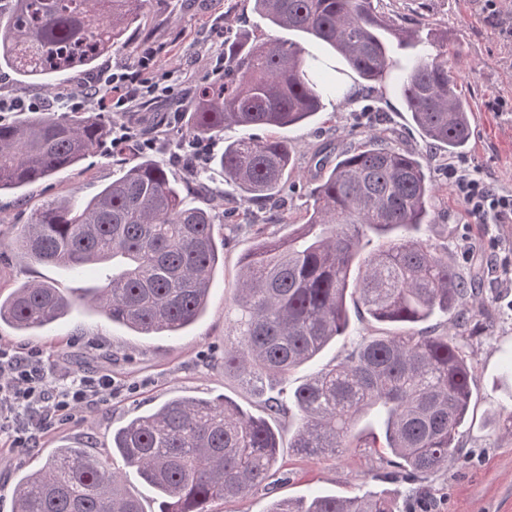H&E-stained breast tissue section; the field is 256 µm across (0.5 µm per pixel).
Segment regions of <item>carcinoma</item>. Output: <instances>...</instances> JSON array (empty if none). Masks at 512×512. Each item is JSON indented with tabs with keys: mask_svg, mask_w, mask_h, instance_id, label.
Returning <instances> with one entry per match:
<instances>
[{
	"mask_svg": "<svg viewBox=\"0 0 512 512\" xmlns=\"http://www.w3.org/2000/svg\"><path fill=\"white\" fill-rule=\"evenodd\" d=\"M148 0H0V66L35 81L64 80L123 42ZM273 27L303 38L224 41V72L189 94L188 141L242 135L196 177L236 187L245 200L288 189L292 151L276 129L304 123L347 80L396 79L424 141L465 151L469 102L448 71V33L394 25L374 0H253ZM414 55L404 65L393 46ZM256 129L272 134L258 137ZM110 136L95 112L40 109L0 123V191L21 189L96 153ZM197 188L169 179L145 155L93 197L44 205L8 243L17 256L74 271L109 270L90 300L100 317L139 336H180L206 312L219 257L211 214L190 207ZM433 185L426 158L367 136L336 156L310 191L302 223L277 237L257 230L224 305V370L258 388L284 383L347 335L349 306L380 323L449 317L445 336L402 332L362 337L331 368L293 392L267 398L269 415L296 410L291 447L306 458L377 448L397 459L392 476L417 479L459 459L475 376L456 340L475 314V280L413 232L428 223ZM357 277H351L352 269ZM72 297L27 282L0 298V323L30 336L67 315ZM109 462L84 448H56L11 491L12 512H144L123 487L134 469L159 494L158 512H214L282 472L277 434L225 398L176 397L112 431ZM270 512H397L374 493L315 491Z\"/></svg>",
	"mask_w": 512,
	"mask_h": 512,
	"instance_id": "obj_1",
	"label": "carcinoma"
}]
</instances>
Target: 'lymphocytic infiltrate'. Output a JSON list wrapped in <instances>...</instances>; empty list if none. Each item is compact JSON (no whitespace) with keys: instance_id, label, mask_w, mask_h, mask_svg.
<instances>
[{"instance_id":"obj_1","label":"lymphocytic infiltrate","mask_w":512,"mask_h":512,"mask_svg":"<svg viewBox=\"0 0 512 512\" xmlns=\"http://www.w3.org/2000/svg\"><path fill=\"white\" fill-rule=\"evenodd\" d=\"M157 56V49H148L139 55L136 68H106L94 79L91 89L59 93L51 103L60 109L79 110L94 100L101 109L124 112L141 97L169 94V85L150 78ZM448 178L459 200L479 223L512 216V193L494 190L477 170L452 165ZM51 371L41 350L0 342V438L10 448L36 447L44 433L78 413L92 410L112 395L111 373L80 379L64 375L54 382Z\"/></svg>"}]
</instances>
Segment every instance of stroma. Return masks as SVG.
Wrapping results in <instances>:
<instances>
[{"instance_id":"stroma-1","label":"stroma","mask_w":512,"mask_h":512,"mask_svg":"<svg viewBox=\"0 0 512 512\" xmlns=\"http://www.w3.org/2000/svg\"><path fill=\"white\" fill-rule=\"evenodd\" d=\"M378 7L403 26L426 33L447 31L448 67L473 110L468 147L451 157L427 146L392 85H356L350 97L324 99L321 113L309 125L284 131L296 153L293 187L280 198L281 220L267 229L284 235L289 225L299 222L313 179L309 158L319 149L337 152L357 144L364 135L381 133L396 147L428 155L435 192L431 221L417 235L448 251L464 273L475 276L485 300L479 312L482 332L458 339L476 377L469 419L457 437L461 455L446 469L417 483L392 482L384 477L390 469L386 458L371 448H350L314 460L296 455L290 446L292 421L282 415L272 424L281 434L286 480L217 504V512H269L276 501L298 498L313 489L343 496L387 494L396 499L400 512H417L424 501L430 505L429 512H512V435L499 429L512 417V392L498 382L503 365L512 359V223H474L448 180L449 164L461 163L478 169L494 188L512 191V39L502 35L503 28L512 27V0H503L496 17L484 11L483 0H378ZM268 31L253 10V0H149L143 19L127 33L123 46L113 48L98 65L132 67L143 50L159 49L158 70L173 72V91L168 97L146 98L129 111L113 114L114 124L130 127L134 144H147L170 177L186 181L190 173L186 155H220L225 143L237 139L240 132L230 128L223 136L188 143L162 127L164 114L184 109L190 86L215 76V58L224 52L225 35ZM150 127L155 135L144 137ZM129 158L126 145L110 144L47 180L1 191L0 234L10 235L14 228L29 223L32 214L52 200L92 197L120 175ZM187 201L212 214L222 245V265L206 315L177 337L134 335L81 304V297L99 286V269L73 274L18 260L9 251L0 254V295L36 280L53 283L77 300L67 317L45 335L22 338L0 324V339L41 349L50 363L76 375L110 369L114 382L111 402L44 435L38 448L21 455L0 453V512H12L11 489L20 476L37 466L39 448L68 444L106 457L113 430L168 399L227 397L250 414L264 415L265 393L216 361L224 350V302L231 295L240 261L255 240L256 228L239 219L241 198L226 194L221 181L211 183L204 193L188 194Z\"/></svg>"}]
</instances>
